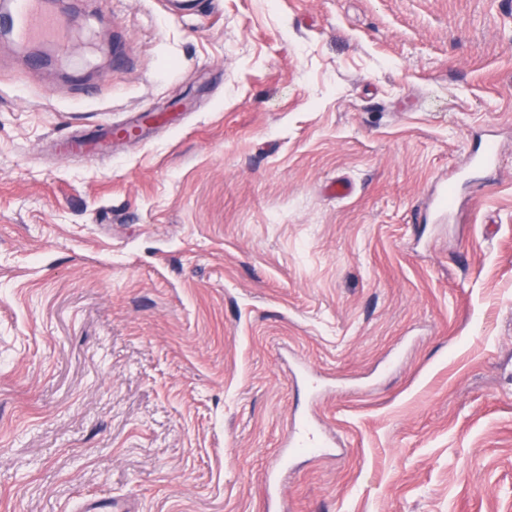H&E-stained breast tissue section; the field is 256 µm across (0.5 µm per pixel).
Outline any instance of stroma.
Returning <instances> with one entry per match:
<instances>
[{
  "mask_svg": "<svg viewBox=\"0 0 512 512\" xmlns=\"http://www.w3.org/2000/svg\"><path fill=\"white\" fill-rule=\"evenodd\" d=\"M195 2L0 41V512H512V0ZM59 150L65 155H94L103 153L98 142L91 139L61 140Z\"/></svg>",
  "mask_w": 512,
  "mask_h": 512,
  "instance_id": "obj_1",
  "label": "stroma"
}]
</instances>
